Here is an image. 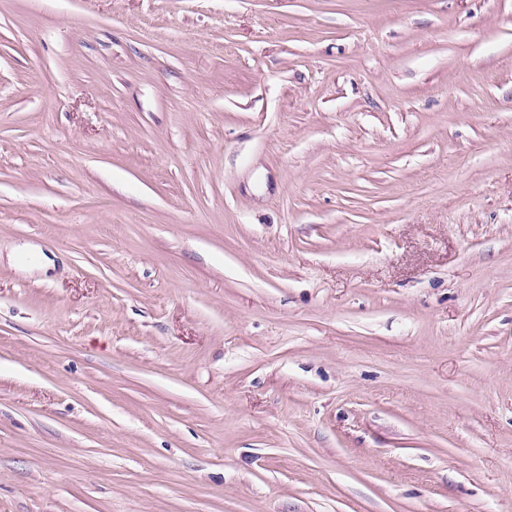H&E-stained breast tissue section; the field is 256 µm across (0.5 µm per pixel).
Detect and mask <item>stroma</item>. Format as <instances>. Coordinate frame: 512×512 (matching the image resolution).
<instances>
[{
    "label": "stroma",
    "instance_id": "35a3bbf8",
    "mask_svg": "<svg viewBox=\"0 0 512 512\" xmlns=\"http://www.w3.org/2000/svg\"><path fill=\"white\" fill-rule=\"evenodd\" d=\"M0 512H512V0H0Z\"/></svg>",
    "mask_w": 512,
    "mask_h": 512
}]
</instances>
